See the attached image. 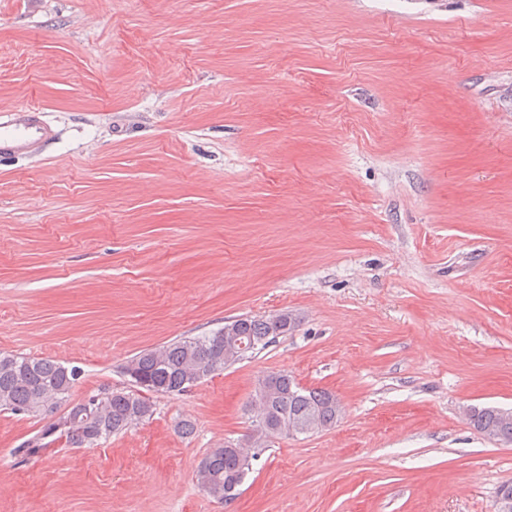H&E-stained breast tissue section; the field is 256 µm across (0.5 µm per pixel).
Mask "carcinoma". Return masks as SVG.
I'll return each mask as SVG.
<instances>
[{"label":"carcinoma","instance_id":"cac0c4a2","mask_svg":"<svg viewBox=\"0 0 512 512\" xmlns=\"http://www.w3.org/2000/svg\"><path fill=\"white\" fill-rule=\"evenodd\" d=\"M237 334L246 347L230 352L218 363L209 359L216 347H224L220 333L187 336L144 350L123 367V376L131 383L112 391V396H89L71 402L70 396L79 379L80 368L67 367L48 359L20 354L0 353V410L47 417L54 407L69 410L43 426L17 449L26 456L64 438L74 447L96 445L149 418L154 402L139 393L146 388L156 394H181L253 353L266 349L268 318L246 316L238 321ZM256 392L266 395V405L256 411L253 431H276L286 435L315 434L336 425V394L323 389H306L284 372L272 373L258 381ZM468 420L481 434L504 443H512V411L495 407H473ZM249 472V453L244 448H213L200 462L196 480L211 498L227 502L224 489L240 486Z\"/></svg>","mask_w":512,"mask_h":512}]
</instances>
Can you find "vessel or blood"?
Masks as SVG:
<instances>
[{
	"label": "vessel or blood",
	"mask_w": 512,
	"mask_h": 512,
	"mask_svg": "<svg viewBox=\"0 0 512 512\" xmlns=\"http://www.w3.org/2000/svg\"><path fill=\"white\" fill-rule=\"evenodd\" d=\"M58 137L57 127L36 103L28 101L0 113V160L37 154Z\"/></svg>",
	"instance_id": "b4317fda"
}]
</instances>
